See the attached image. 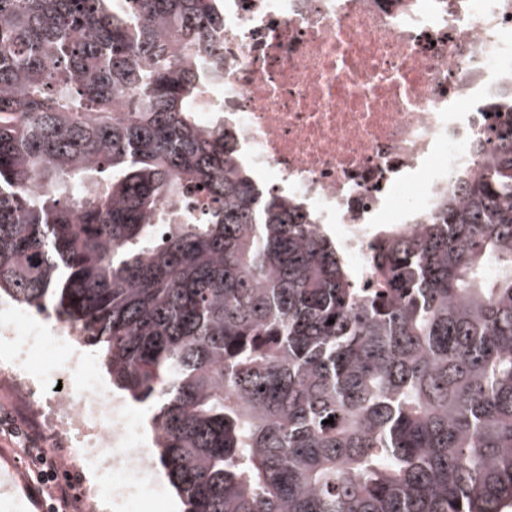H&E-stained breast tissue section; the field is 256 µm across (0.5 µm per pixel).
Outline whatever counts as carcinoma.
Segmentation results:
<instances>
[{
  "mask_svg": "<svg viewBox=\"0 0 512 512\" xmlns=\"http://www.w3.org/2000/svg\"><path fill=\"white\" fill-rule=\"evenodd\" d=\"M223 27L224 0H0V297L154 408L184 512L512 508V148L381 227L357 288L200 125Z\"/></svg>",
  "mask_w": 512,
  "mask_h": 512,
  "instance_id": "cac0c4a2",
  "label": "carcinoma"
}]
</instances>
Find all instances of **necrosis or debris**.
<instances>
[{"instance_id":"4bbe7bcc","label":"necrosis or debris","mask_w":512,"mask_h":512,"mask_svg":"<svg viewBox=\"0 0 512 512\" xmlns=\"http://www.w3.org/2000/svg\"><path fill=\"white\" fill-rule=\"evenodd\" d=\"M217 38L224 80L203 97L202 127H232L262 188L334 231L362 287L374 216L412 230L512 120V0H227ZM1 337L16 349L0 382L56 442L47 452L0 411L29 486H65L87 512L116 492L136 497L149 450L124 399L92 373L77 331L46 333L5 302ZM44 342L65 349L62 387L49 392L27 370ZM73 374L83 377L76 392ZM89 458L107 463L119 487L89 484Z\"/></svg>"}]
</instances>
